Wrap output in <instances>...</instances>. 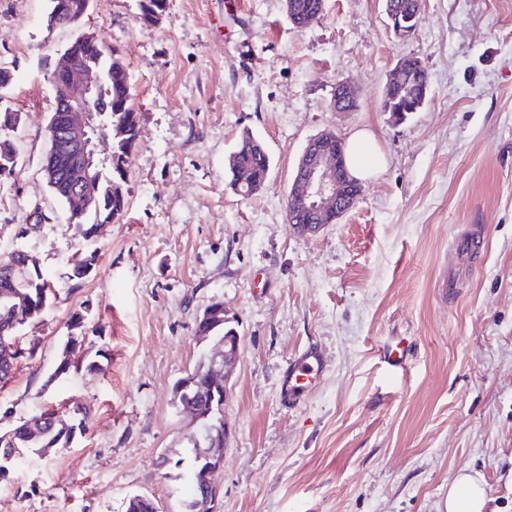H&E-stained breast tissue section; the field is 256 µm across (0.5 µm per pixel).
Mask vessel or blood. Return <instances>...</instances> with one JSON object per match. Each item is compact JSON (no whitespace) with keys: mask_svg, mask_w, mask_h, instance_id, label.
I'll return each mask as SVG.
<instances>
[{"mask_svg":"<svg viewBox=\"0 0 512 512\" xmlns=\"http://www.w3.org/2000/svg\"><path fill=\"white\" fill-rule=\"evenodd\" d=\"M407 349L383 347L380 359L385 366L388 378H396L407 369ZM326 370L321 349L309 345L293 355L283 367L278 380V397L282 406H298L305 396L320 382Z\"/></svg>","mask_w":512,"mask_h":512,"instance_id":"obj_1","label":"vessel or blood"}]
</instances>
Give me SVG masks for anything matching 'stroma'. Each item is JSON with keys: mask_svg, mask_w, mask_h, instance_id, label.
Here are the masks:
<instances>
[{"mask_svg": "<svg viewBox=\"0 0 512 512\" xmlns=\"http://www.w3.org/2000/svg\"><path fill=\"white\" fill-rule=\"evenodd\" d=\"M224 2L168 0L143 29L139 0H93L81 28L119 47L140 138L125 217L86 241L43 172L51 55L73 32L47 30L49 0H0V63L23 116L0 182V258L31 253L55 289L19 333L35 354L0 389V432L48 406L90 415L70 447L31 453L0 480V512H126L135 494L184 512L200 429L174 386L212 349L196 327L216 301L241 337L218 512H447L466 470L484 480V512H512V0H422L405 40L383 0H325L302 29L284 0ZM405 57L426 66L430 98L399 123L380 104ZM340 79L358 90L353 111L331 107ZM245 130L272 158L248 198L226 168ZM324 130L371 132L387 165L306 238L285 206L303 147ZM474 226L473 258L461 242ZM84 251L97 266L70 280ZM447 269L457 291L444 301ZM84 308L96 333L82 351L97 368L51 381ZM402 337L413 350L392 382L378 350ZM312 342L326 373L285 408L279 372Z\"/></svg>", "mask_w": 512, "mask_h": 512, "instance_id": "stroma-1", "label": "stroma"}]
</instances>
